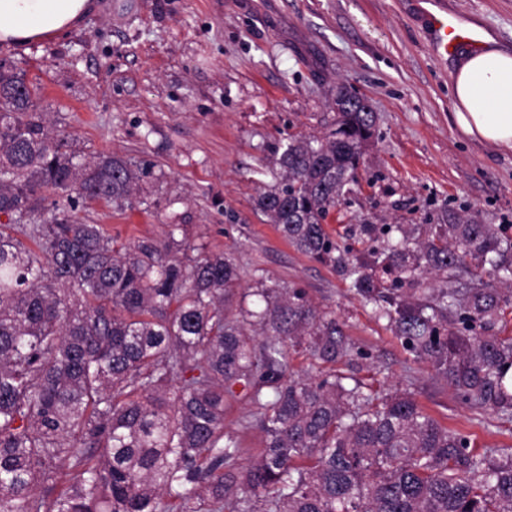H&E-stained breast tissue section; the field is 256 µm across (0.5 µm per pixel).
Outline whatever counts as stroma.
Instances as JSON below:
<instances>
[{"instance_id": "obj_1", "label": "stroma", "mask_w": 512, "mask_h": 512, "mask_svg": "<svg viewBox=\"0 0 512 512\" xmlns=\"http://www.w3.org/2000/svg\"><path fill=\"white\" fill-rule=\"evenodd\" d=\"M512 51V0H447ZM69 34L0 61L41 88L39 109L78 152L151 164L145 205L78 208L118 244L162 240L180 224L188 241L230 254L242 288L257 278L304 288L342 325L352 350L337 371L388 393L409 389L441 425L475 451L512 447V420L468 407L448 384L415 363L355 295L333 264L296 251L255 208L265 170L292 136H320L332 123V91L367 98L376 133L357 181L328 219L350 253L369 248L364 224L420 229L442 211L500 226L512 237V151L465 135L451 102L454 61L430 49L414 0H99ZM253 407L224 415L242 436L241 463L263 446L248 428Z\"/></svg>"}]
</instances>
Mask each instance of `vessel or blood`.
<instances>
[{
  "mask_svg": "<svg viewBox=\"0 0 512 512\" xmlns=\"http://www.w3.org/2000/svg\"><path fill=\"white\" fill-rule=\"evenodd\" d=\"M422 11L423 23L430 44L443 59L455 58L461 50L476 51L484 44L481 29L462 26L457 16L448 12L442 0H427Z\"/></svg>",
  "mask_w": 512,
  "mask_h": 512,
  "instance_id": "vessel-or-blood-1",
  "label": "vessel or blood"
}]
</instances>
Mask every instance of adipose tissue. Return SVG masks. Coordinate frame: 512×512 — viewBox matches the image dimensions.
I'll use <instances>...</instances> for the list:
<instances>
[{
  "label": "adipose tissue",
  "instance_id": "ef3b65f1",
  "mask_svg": "<svg viewBox=\"0 0 512 512\" xmlns=\"http://www.w3.org/2000/svg\"><path fill=\"white\" fill-rule=\"evenodd\" d=\"M94 0H0V46L22 47L76 29ZM456 122L467 136L512 149V52L463 55L451 79Z\"/></svg>",
  "mask_w": 512,
  "mask_h": 512
}]
</instances>
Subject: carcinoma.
Wrapping results in <instances>:
<instances>
[{
	"mask_svg": "<svg viewBox=\"0 0 512 512\" xmlns=\"http://www.w3.org/2000/svg\"><path fill=\"white\" fill-rule=\"evenodd\" d=\"M323 136L290 137L257 208L298 252L340 266L355 295L462 402L512 418V240L445 213L425 236L345 259L326 232L376 115L343 86ZM152 167L73 151L37 86L0 63V512H512V448L476 452L412 392L326 370L350 343L304 289L256 281L176 237L115 248L79 204L123 211ZM438 285L425 290L428 279ZM311 359L314 374L290 363ZM263 434L239 463L224 408Z\"/></svg>",
	"mask_w": 512,
	"mask_h": 512,
	"instance_id": "carcinoma-1",
	"label": "carcinoma"
}]
</instances>
